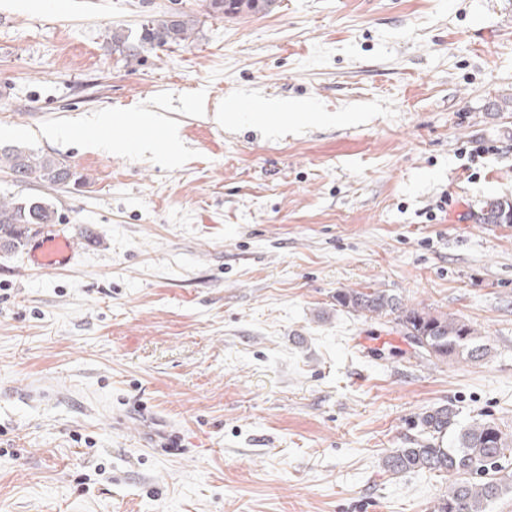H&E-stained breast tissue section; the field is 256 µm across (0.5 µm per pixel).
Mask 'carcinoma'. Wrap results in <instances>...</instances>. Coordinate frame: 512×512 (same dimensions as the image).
<instances>
[{"mask_svg": "<svg viewBox=\"0 0 512 512\" xmlns=\"http://www.w3.org/2000/svg\"><path fill=\"white\" fill-rule=\"evenodd\" d=\"M215 15L269 14L276 0H209ZM196 20L184 14L153 18L142 27L137 40L116 33L115 50L133 60L140 50L186 43ZM11 172L19 182L67 185L78 181L71 166L57 158L36 152L21 144L0 146V171ZM55 211L39 199L0 198V246L19 249L30 226L51 224ZM488 224H512V205L493 201L487 205ZM336 303L367 317L395 316L405 335L421 357L440 362L464 359L485 360L491 347L474 326L444 313L403 305L383 291L342 290ZM428 437L407 448H396L383 459V467L393 475L407 472L439 473L448 478V493L442 495L433 512H487L488 506L512 492V478L501 475V461L512 455V434L494 420H479L459 426L457 409L452 405L433 408L419 417ZM454 437L455 446L443 447L445 435Z\"/></svg>", "mask_w": 512, "mask_h": 512, "instance_id": "obj_1", "label": "carcinoma"}]
</instances>
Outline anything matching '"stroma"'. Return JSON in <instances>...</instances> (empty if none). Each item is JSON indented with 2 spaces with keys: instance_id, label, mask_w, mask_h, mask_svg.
<instances>
[{
  "instance_id": "1",
  "label": "stroma",
  "mask_w": 512,
  "mask_h": 512,
  "mask_svg": "<svg viewBox=\"0 0 512 512\" xmlns=\"http://www.w3.org/2000/svg\"><path fill=\"white\" fill-rule=\"evenodd\" d=\"M207 4L0 0V141L80 176L0 171L75 252L0 253V512H432L447 479L381 467L418 416L512 432V224L482 220L512 203V0ZM172 13L186 44L114 50ZM96 112L125 153L75 136ZM362 288L471 323L490 357L421 358L337 305ZM208 8L214 15L233 17L240 14H270L276 8L275 0H209ZM74 251L66 234L59 229L45 228L34 237L28 260L37 268H58L69 264Z\"/></svg>"
}]
</instances>
